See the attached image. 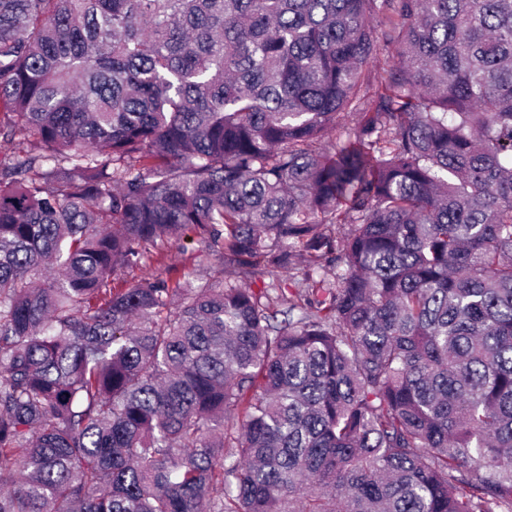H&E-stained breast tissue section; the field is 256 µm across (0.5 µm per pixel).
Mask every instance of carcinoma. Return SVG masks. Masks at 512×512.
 <instances>
[{
    "instance_id": "cac0c4a2",
    "label": "carcinoma",
    "mask_w": 512,
    "mask_h": 512,
    "mask_svg": "<svg viewBox=\"0 0 512 512\" xmlns=\"http://www.w3.org/2000/svg\"><path fill=\"white\" fill-rule=\"evenodd\" d=\"M189 230L217 276L112 287ZM4 474L0 512H512V0H0Z\"/></svg>"
}]
</instances>
